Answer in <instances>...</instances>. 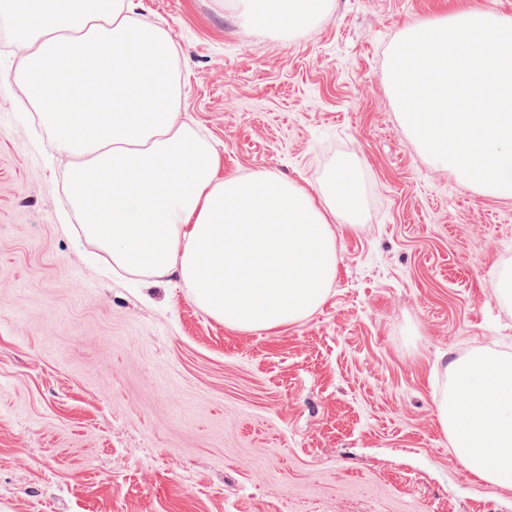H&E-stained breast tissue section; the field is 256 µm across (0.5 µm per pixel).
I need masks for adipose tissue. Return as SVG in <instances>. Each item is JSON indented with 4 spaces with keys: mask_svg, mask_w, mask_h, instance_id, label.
Segmentation results:
<instances>
[{
    "mask_svg": "<svg viewBox=\"0 0 512 512\" xmlns=\"http://www.w3.org/2000/svg\"><path fill=\"white\" fill-rule=\"evenodd\" d=\"M18 73L55 153L72 158L66 195L84 236L116 267L180 280L197 306L238 331L300 321L337 273L331 217L356 226L355 165L318 193L277 173L218 177L213 145L183 122L176 49L125 0H0ZM328 0H250L249 26L289 34ZM437 418L479 480L512 488V357L477 350L451 362Z\"/></svg>",
    "mask_w": 512,
    "mask_h": 512,
    "instance_id": "obj_1",
    "label": "adipose tissue"
}]
</instances>
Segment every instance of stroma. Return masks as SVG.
<instances>
[{"instance_id":"1","label":"stroma","mask_w":512,"mask_h":512,"mask_svg":"<svg viewBox=\"0 0 512 512\" xmlns=\"http://www.w3.org/2000/svg\"><path fill=\"white\" fill-rule=\"evenodd\" d=\"M177 50L185 121L219 176L316 190L356 164L363 225L309 317L226 328L176 278L112 270L80 231L0 36V512H512L435 412L434 376L512 356V198L421 155L385 79L407 26L512 0H330L259 34L243 0H136Z\"/></svg>"}]
</instances>
